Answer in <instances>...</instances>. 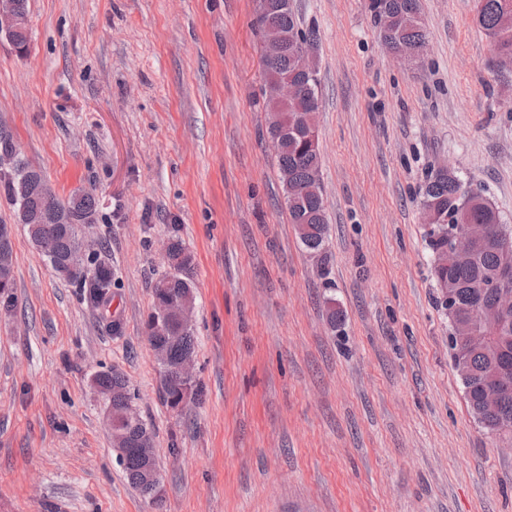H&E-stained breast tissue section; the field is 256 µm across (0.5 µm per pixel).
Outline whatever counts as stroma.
<instances>
[{
    "label": "stroma",
    "mask_w": 512,
    "mask_h": 512,
    "mask_svg": "<svg viewBox=\"0 0 512 512\" xmlns=\"http://www.w3.org/2000/svg\"><path fill=\"white\" fill-rule=\"evenodd\" d=\"M420 3L428 48L400 66L369 0H291L316 32L314 254L267 134L255 0H29L27 52L0 37V135L59 197L95 189L83 234L116 284L84 302L0 195V512H512V453L466 405L422 208L448 167L512 225V76L476 0ZM174 231L204 390L176 410L144 329ZM111 368L160 450L161 506L105 427L90 379ZM7 228L8 225L0 224V297L10 301L14 288V252Z\"/></svg>",
    "instance_id": "obj_1"
}]
</instances>
